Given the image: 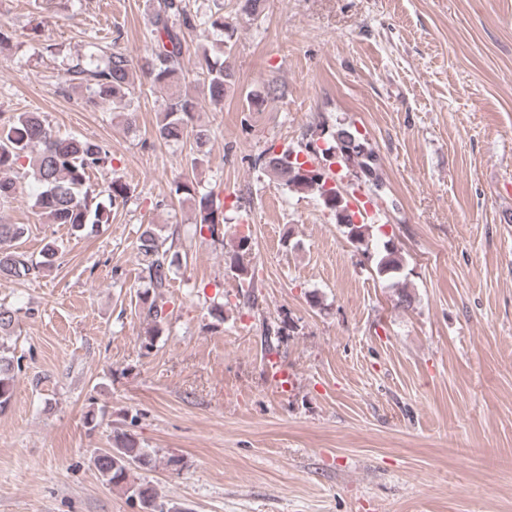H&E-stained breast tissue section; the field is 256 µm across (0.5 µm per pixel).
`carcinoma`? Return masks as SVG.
I'll return each instance as SVG.
<instances>
[{
  "label": "carcinoma",
  "mask_w": 512,
  "mask_h": 512,
  "mask_svg": "<svg viewBox=\"0 0 512 512\" xmlns=\"http://www.w3.org/2000/svg\"><path fill=\"white\" fill-rule=\"evenodd\" d=\"M201 21L189 13L181 0H154L150 23L155 46L150 56L140 65V71L151 85L168 93L165 108L159 113L157 133L165 141H181L191 136L197 148L207 142L206 130L194 125L199 101L182 86L184 34ZM210 26L224 35L212 51H203L199 61L201 74L213 101L224 99L227 87L235 84L233 67L228 61L232 35L228 34L224 16L214 14L206 19ZM132 61L121 52L111 50L96 41L86 44L82 54L73 62L65 63L69 80H78L92 90L87 104L109 103L114 110H126L135 94ZM265 174L284 181V185L301 193H313L323 207L334 217L348 241L359 247L371 234L372 217L366 215L365 203L378 205L379 189L383 185L382 163L370 140L353 124L337 121L328 126L319 124L296 148L281 152L267 151L258 157ZM112 163L107 147L97 141L63 137L38 112H23L12 122L0 127V203L8 201L16 192V182L10 173L27 166L42 190L34 206L48 224H67L74 233L107 224L111 210L95 201L87 187L88 172ZM341 167L346 178L347 191L337 184L330 165ZM362 192L367 202L352 209L350 199ZM173 192L184 194L194 201L197 219L194 232L220 236V225L225 223V204L211 191L200 192L193 183L176 181ZM105 193L109 203L127 202L130 188L121 179L112 180ZM22 224L0 223V280L18 281L41 268H49L56 255V246L48 243L43 249V260L37 262L16 250L15 243L24 235ZM166 239L153 227H146L138 237L137 253L148 273L152 290L167 286L173 260ZM252 251L251 236L235 238L229 255L228 268L233 276L248 284L244 297L255 301V285L249 268ZM380 275L397 273L403 268V259L394 243H383V254L376 264ZM146 321L152 324L145 345L152 344L153 333L165 321L163 307L157 298L142 300ZM14 360L0 355V412L13 397ZM91 462L108 483L124 486L130 497L137 500L141 512H186L177 505L169 507L157 503L158 494L148 483H130L133 469L151 470L156 459L142 448L132 435L116 431L112 448L94 454Z\"/></svg>",
  "instance_id": "1"
}]
</instances>
